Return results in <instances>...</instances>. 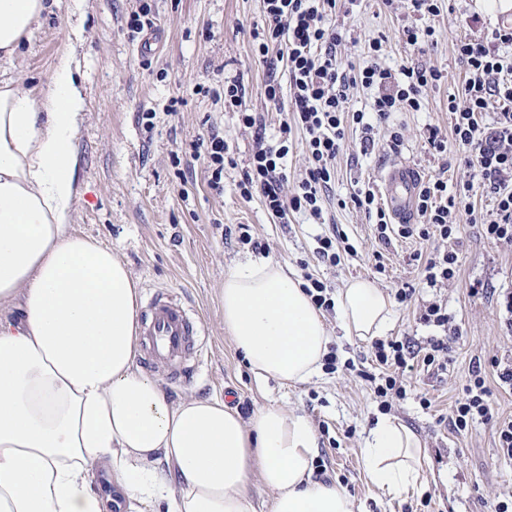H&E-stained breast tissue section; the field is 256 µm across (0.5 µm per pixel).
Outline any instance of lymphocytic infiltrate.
Returning a JSON list of instances; mask_svg holds the SVG:
<instances>
[{
    "label": "lymphocytic infiltrate",
    "mask_w": 512,
    "mask_h": 512,
    "mask_svg": "<svg viewBox=\"0 0 512 512\" xmlns=\"http://www.w3.org/2000/svg\"><path fill=\"white\" fill-rule=\"evenodd\" d=\"M338 0H263L264 22L254 29V50L270 71L265 97L273 105L288 103L289 109L279 125V135L270 139L257 113L243 109L245 90L240 83L224 86V104L237 109L238 120L253 134V150L239 182L243 196L260 195L267 211L279 219L296 213L322 223L323 191L336 177V158L342 151L349 124L371 132L374 123L386 122L396 108L417 112L423 106L426 87L443 78L440 70L419 64H404L392 69L376 57L381 39L368 42L371 60L367 65L344 67L336 48L342 36L334 17ZM281 47L279 57H271L273 47ZM458 57L466 69L463 99L449 97L448 110L454 117L452 141L441 138L438 129L428 131L427 143L436 153L456 147L463 154L472 178L464 192L482 188L494 199L491 213L460 206L447 181L436 178L421 184L416 211L420 224L400 225L401 237L437 238L423 266L430 285L454 281L459 272L458 255L446 249L460 220L481 225L485 237L512 244V27L492 32L484 40H464L457 46ZM288 71V86L275 76L278 66ZM375 90L370 112L345 115L343 104L351 87ZM496 107L493 122H485L489 107ZM305 137L308 166L296 181L288 179V154L293 131ZM292 191H285V184ZM420 322L442 328L444 335L429 339L423 354H416L410 340H375L371 348L386 374L374 388L377 398L403 397L406 389L399 379L408 362L421 358L425 367L444 369L445 359L456 339V329L443 305L432 303L420 313ZM453 428L466 430L470 423L494 424L498 451L512 458V418H497L481 369H473L469 383L448 412Z\"/></svg>",
    "instance_id": "lymphocytic-infiltrate-1"
}]
</instances>
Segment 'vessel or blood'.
I'll list each match as a JSON object with an SVG mask.
<instances>
[{
    "mask_svg": "<svg viewBox=\"0 0 512 512\" xmlns=\"http://www.w3.org/2000/svg\"><path fill=\"white\" fill-rule=\"evenodd\" d=\"M380 188L396 223L410 222L418 191L415 170L403 162L392 164L383 174ZM200 333V327L176 295L163 290L152 294L144 307L140 329L142 346L151 364L172 367L176 377H188L191 368L187 361Z\"/></svg>",
    "mask_w": 512,
    "mask_h": 512,
    "instance_id": "obj_1",
    "label": "vessel or blood"
}]
</instances>
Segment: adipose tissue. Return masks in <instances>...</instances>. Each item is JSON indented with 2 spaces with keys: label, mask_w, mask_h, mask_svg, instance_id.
Masks as SVG:
<instances>
[{
  "label": "adipose tissue",
  "mask_w": 512,
  "mask_h": 512,
  "mask_svg": "<svg viewBox=\"0 0 512 512\" xmlns=\"http://www.w3.org/2000/svg\"><path fill=\"white\" fill-rule=\"evenodd\" d=\"M44 0H0V60L30 40ZM35 98L0 83V512H107L113 494L140 512H357L351 495L314 477L317 434L303 414L271 405L250 422L223 400L169 401L137 365L140 290L111 247L72 231L85 110L80 26ZM346 336L385 335L390 297L365 278L335 297ZM224 329L255 377L284 384L318 375L330 336L294 272L249 256L224 274ZM387 500L419 492L427 451L388 417L359 450ZM106 467L114 493L94 486Z\"/></svg>",
  "instance_id": "1"
}]
</instances>
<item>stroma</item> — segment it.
I'll return each mask as SVG.
<instances>
[{"label":"stroma","mask_w":512,"mask_h":512,"mask_svg":"<svg viewBox=\"0 0 512 512\" xmlns=\"http://www.w3.org/2000/svg\"><path fill=\"white\" fill-rule=\"evenodd\" d=\"M46 4L32 40L12 63L0 66V81L11 80L35 95L46 90L69 36L70 0ZM145 4L158 32L157 49L149 56L140 53V38L128 27L130 16ZM262 22L261 0H85L77 62L86 106L76 137L73 230L111 246L138 281L142 297L158 289L177 293L202 326L203 353L190 379H171L165 368L149 370L170 400L214 395L246 422L271 403L305 414L319 438L316 477L344 487L359 512H490L497 498L512 494V460L499 455L494 427L477 422L460 432L446 415L478 362L499 417L512 416V391L499 387L491 365L512 359V330L505 309L487 295L491 288L512 290V245L486 239L480 225L460 224L448 242L458 254L459 274L433 288L426 285L418 258L427 242L394 232L382 243L373 219L351 197L365 186L378 189L383 171L398 161L424 180L440 177L452 186L468 180L464 166L447 163L430 149L427 129L436 127L451 138L448 98L461 95L465 83L457 45L486 37L492 26L474 11L473 0H442L438 13L422 18L409 14L401 0L389 7L382 0H355L348 10L337 11L343 35L337 55L343 64H365L368 41L376 37L382 41L381 64L424 65L440 70L443 78L424 91L421 111L392 112L373 147H365L360 129L349 130L336 159V180L324 192L325 223L308 224L298 216L283 224L260 197L240 195L237 183L252 134L215 96L225 82H239L244 108L261 113L268 134L277 133L284 114L265 99L268 70L253 47L252 32ZM409 26L432 29V45L421 51L407 45L403 30ZM142 112L157 115L152 136L138 124ZM214 130L223 133L235 159L224 169L220 193L207 184L204 160L190 155L191 143ZM393 131L401 136L394 150L388 145ZM245 233L261 242V255L288 264L297 276L313 274L331 288L366 277L391 296L412 289L409 302L393 305L391 336L426 342L435 330L417 323L419 309L443 304L457 329L446 370L414 367L404 375L406 397L381 410L372 382L380 370L370 342L344 336L329 312L325 321L336 371H320L293 386L258 382L224 330V272L252 254V247L240 242ZM332 233L347 235L350 245L334 265L315 250L316 236ZM377 251L384 256L381 271L370 261ZM424 395L433 399L432 408L421 406ZM386 415L411 428L429 457L422 491L392 503L368 484L359 457L369 429Z\"/></svg>","instance_id":"stroma-1"}]
</instances>
